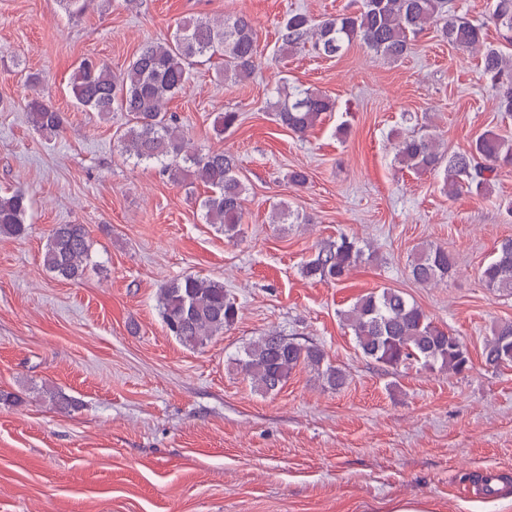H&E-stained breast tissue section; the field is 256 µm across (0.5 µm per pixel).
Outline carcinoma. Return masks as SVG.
Wrapping results in <instances>:
<instances>
[{
    "mask_svg": "<svg viewBox=\"0 0 512 512\" xmlns=\"http://www.w3.org/2000/svg\"><path fill=\"white\" fill-rule=\"evenodd\" d=\"M447 0H362L353 12L319 22L307 13L292 11L284 18L280 52L283 55L309 44L328 57L360 41L375 53L398 60L410 52L415 39L429 25L440 27L448 42L462 51L481 55L482 73L494 89L497 109L512 116V0H494L489 23L501 33L499 45L485 41L483 26L462 17H448ZM257 44L253 20L245 14L221 20L206 16L179 24L164 41L141 44L136 56L120 74L105 62L85 58L75 69L70 89L76 104L88 112L106 116L127 114L119 132L122 149L136 164L160 167L178 182L188 172L208 188L199 200L206 223L224 232L225 240L243 237L242 221L247 188L237 174V159L227 150L204 155L192 144L168 104L185 91L193 68L218 59L220 74L234 84L256 70ZM271 105L278 125L304 137L335 102L327 95L286 83L276 88ZM27 109L33 126L47 135H58L63 113L35 96ZM240 114L224 111L215 118L214 131L221 136L236 127ZM393 151L400 168L415 173L446 174L448 197L462 192L487 197L498 169L512 166V140L493 131L473 139L462 151H448L441 139L426 127L394 135ZM31 201L22 189L0 193V236L22 238L30 226ZM274 224H308L310 219L285 203L271 210ZM371 245L356 235L342 234L319 248L301 267L313 280L340 282L361 263L373 257ZM91 258L89 232L83 224H54L49 230L43 265L56 278L79 281ZM448 250L426 244L412 257L409 269L414 281L436 286L454 270ZM483 285L495 292L512 294V238L503 240L496 256L481 268ZM159 303L166 328L183 346L196 349L230 329L238 320L239 307L224 289V282L196 275L172 279L159 288ZM342 324L351 330L364 357L391 369L412 363L429 370L460 375L469 370L471 358L459 337L439 326L415 301L394 288H381L357 298L340 311ZM487 367L512 366V321L495 325L483 348ZM236 370L250 387L264 394L280 390L300 367L314 370L323 385L339 390L347 375L326 359L323 349L305 346L293 337L270 333L249 344L233 359Z\"/></svg>",
    "mask_w": 512,
    "mask_h": 512,
    "instance_id": "carcinoma-1",
    "label": "carcinoma"
}]
</instances>
